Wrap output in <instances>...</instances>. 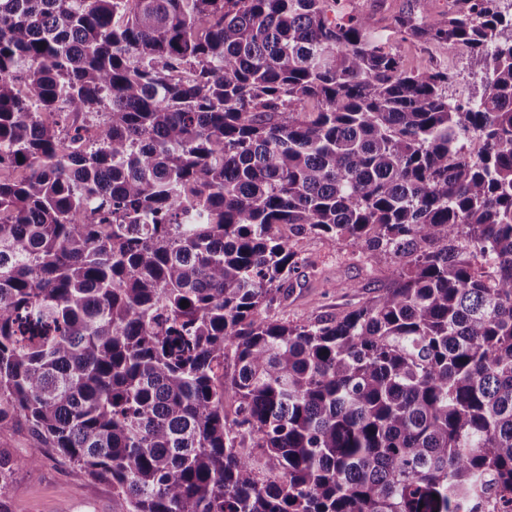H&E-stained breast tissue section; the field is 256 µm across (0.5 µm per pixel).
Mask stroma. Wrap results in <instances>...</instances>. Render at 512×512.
Segmentation results:
<instances>
[{
    "mask_svg": "<svg viewBox=\"0 0 512 512\" xmlns=\"http://www.w3.org/2000/svg\"><path fill=\"white\" fill-rule=\"evenodd\" d=\"M360 11L374 14L383 36L407 67H443L456 74L450 97L479 100L484 93V64L467 50L401 40L392 33L394 18L417 0H351ZM302 262L286 298L274 303L271 316L303 322L360 305L387 281L384 267L368 262L351 246L323 237L300 239ZM37 454L34 465L18 464L0 492V512H115L110 483L95 481L83 470L46 447L24 422L0 432V454L20 460Z\"/></svg>",
    "mask_w": 512,
    "mask_h": 512,
    "instance_id": "1",
    "label": "stroma"
}]
</instances>
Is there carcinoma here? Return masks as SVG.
<instances>
[{"label": "carcinoma", "instance_id": "obj_1", "mask_svg": "<svg viewBox=\"0 0 512 512\" xmlns=\"http://www.w3.org/2000/svg\"><path fill=\"white\" fill-rule=\"evenodd\" d=\"M485 2L394 19L485 60L453 103L344 0H0V431L116 512H512V12ZM311 235L387 286L265 315ZM36 462L0 456V490Z\"/></svg>", "mask_w": 512, "mask_h": 512}]
</instances>
